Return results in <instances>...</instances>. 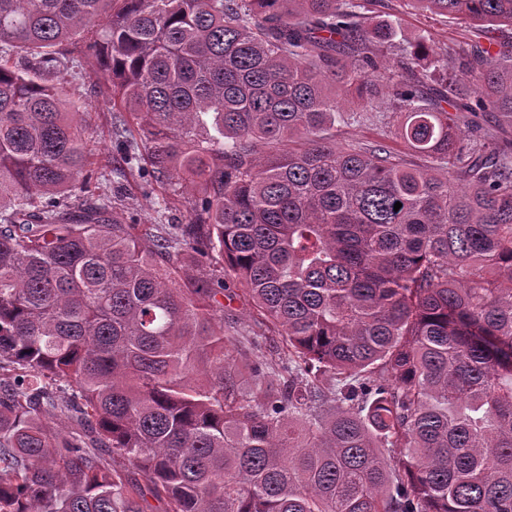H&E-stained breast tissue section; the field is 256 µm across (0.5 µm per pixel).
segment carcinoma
I'll return each instance as SVG.
<instances>
[{
	"label": "carcinoma",
	"mask_w": 512,
	"mask_h": 512,
	"mask_svg": "<svg viewBox=\"0 0 512 512\" xmlns=\"http://www.w3.org/2000/svg\"><path fill=\"white\" fill-rule=\"evenodd\" d=\"M371 2L0 0L33 60L0 63V512H512V147L448 114L512 125V0H407L482 27L455 48ZM99 20L186 224L55 201L91 179L65 46ZM375 73L431 165L328 136ZM222 277L229 287L224 291V300H221L224 303V322L232 323L243 336H253V332L259 330V325L251 316L250 306L240 295L230 273L224 270Z\"/></svg>",
	"instance_id": "cac0c4a2"
}]
</instances>
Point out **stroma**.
Segmentation results:
<instances>
[{"instance_id": "1", "label": "stroma", "mask_w": 512, "mask_h": 512, "mask_svg": "<svg viewBox=\"0 0 512 512\" xmlns=\"http://www.w3.org/2000/svg\"><path fill=\"white\" fill-rule=\"evenodd\" d=\"M398 12L403 20L405 35L414 39L428 36L443 46L461 44L472 35L471 26L461 20L420 14L408 8L403 0H378L377 16ZM81 63L67 75V98L80 107L88 125L91 167L100 179L96 193L116 194L120 201L117 217L122 222L138 224H183L189 218L184 200L174 199L168 181L153 175L144 162V143L132 129L129 113L112 105L111 80L107 73L92 71L93 59L89 46H82ZM128 127V142L117 146L112 139L116 125ZM337 144H359L367 148L388 147L400 162L409 167L426 165L425 157L413 152L392 132V118L386 96H378L373 110L364 119H349L331 129ZM169 199V208H159L162 199Z\"/></svg>"}]
</instances>
